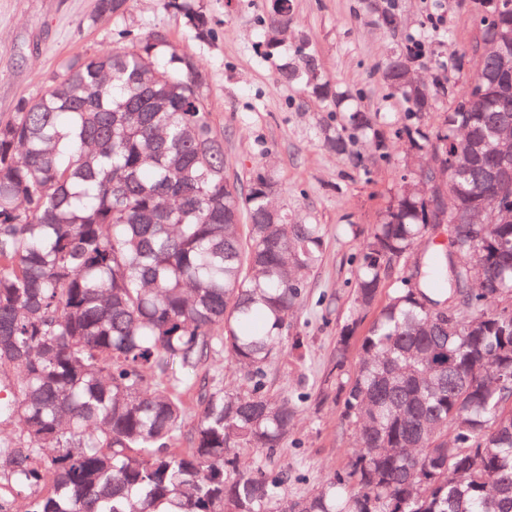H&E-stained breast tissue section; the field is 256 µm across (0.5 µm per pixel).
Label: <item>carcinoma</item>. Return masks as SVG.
<instances>
[{
    "label": "carcinoma",
    "mask_w": 512,
    "mask_h": 512,
    "mask_svg": "<svg viewBox=\"0 0 512 512\" xmlns=\"http://www.w3.org/2000/svg\"><path fill=\"white\" fill-rule=\"evenodd\" d=\"M270 40L292 0H265ZM481 33L512 32L495 0ZM418 47L390 55L384 84L409 104L397 131L448 162L465 126L468 168L447 169L454 252L421 254L362 338L340 387L358 451L314 492L282 496L288 472L238 452L273 453L301 409L268 389L323 256L319 224H292L262 168L247 188L224 171L194 60L159 34L104 47L0 120V512H512V184L495 182L486 140L512 122L490 60L441 128L419 127L438 90L408 77ZM286 82L341 105L301 41ZM356 107L325 147L350 154L373 129ZM497 207L502 222L464 224ZM410 181L366 242L355 305L371 308L385 272L435 229ZM224 356L244 388L201 370ZM196 390L194 414L184 396ZM192 423L189 447H180Z\"/></svg>",
    "instance_id": "obj_1"
}]
</instances>
